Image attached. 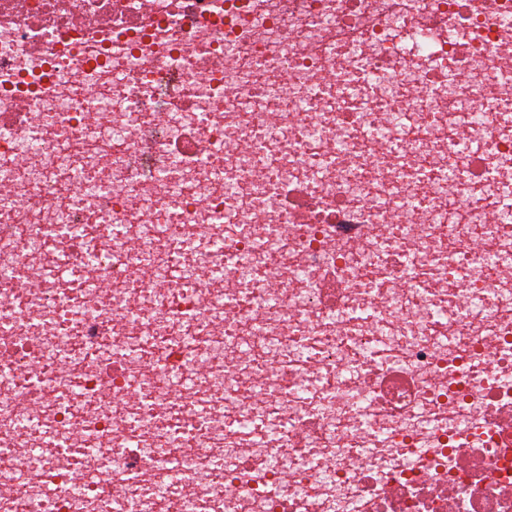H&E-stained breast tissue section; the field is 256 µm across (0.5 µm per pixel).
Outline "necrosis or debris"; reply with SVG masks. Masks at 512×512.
I'll list each match as a JSON object with an SVG mask.
<instances>
[{
    "mask_svg": "<svg viewBox=\"0 0 512 512\" xmlns=\"http://www.w3.org/2000/svg\"><path fill=\"white\" fill-rule=\"evenodd\" d=\"M506 16L512 0H0V276L24 287L0 291V468L38 474L0 512H114L107 481L125 512H512ZM403 113L417 135L396 134ZM461 122L478 152L449 137ZM160 224L180 236L159 244ZM217 240L229 262L207 279ZM132 304L193 391L113 371ZM213 322L222 338L186 351ZM186 433L196 451L170 459ZM99 437L138 455H85Z\"/></svg>",
    "mask_w": 512,
    "mask_h": 512,
    "instance_id": "4bbe7bcc",
    "label": "necrosis or debris"
}]
</instances>
